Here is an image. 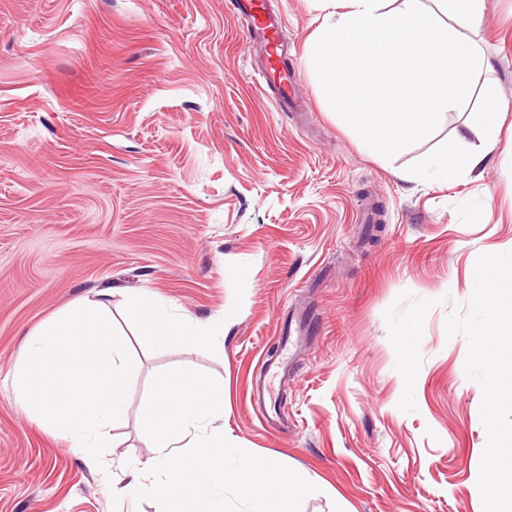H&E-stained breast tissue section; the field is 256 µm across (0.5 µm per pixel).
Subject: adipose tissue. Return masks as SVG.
Listing matches in <instances>:
<instances>
[{
    "label": "adipose tissue",
    "instance_id": "ef3b65f1",
    "mask_svg": "<svg viewBox=\"0 0 512 512\" xmlns=\"http://www.w3.org/2000/svg\"><path fill=\"white\" fill-rule=\"evenodd\" d=\"M320 24L305 53L328 106L345 117L367 152L390 160L408 143L427 138L437 117L458 109L471 96L485 61L472 39L484 0H316ZM503 110L494 92L482 109L480 143L449 144L407 171L412 182L447 180L478 170L499 144ZM479 285L477 331L491 336L501 301L512 299V251L493 257L475 275ZM144 310L151 337L179 339L189 349L224 345V322L180 320L165 306L130 297Z\"/></svg>",
    "mask_w": 512,
    "mask_h": 512
}]
</instances>
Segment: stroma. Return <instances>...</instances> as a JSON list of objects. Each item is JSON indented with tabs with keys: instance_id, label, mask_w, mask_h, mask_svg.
<instances>
[{
	"instance_id": "obj_1",
	"label": "stroma",
	"mask_w": 512,
	"mask_h": 512,
	"mask_svg": "<svg viewBox=\"0 0 512 512\" xmlns=\"http://www.w3.org/2000/svg\"><path fill=\"white\" fill-rule=\"evenodd\" d=\"M267 3L310 111L275 109L231 0H0V512H156L105 488L152 457L149 385L184 361L223 385L231 443L315 485L300 512H512L487 452L512 449V393L491 396L512 372V315L497 367H481L473 292L512 249V152L453 181L398 178L456 138L478 143L480 99L382 161L305 67L314 0ZM475 40L491 63L476 85L495 87L512 139V0H485ZM370 213L368 232L356 218ZM235 265L248 284L225 278ZM140 289L178 317L223 319V350L155 341L128 304ZM85 297L138 364L99 465L9 382L30 334ZM298 310L314 323L274 388L288 427H266L252 378Z\"/></svg>"
}]
</instances>
